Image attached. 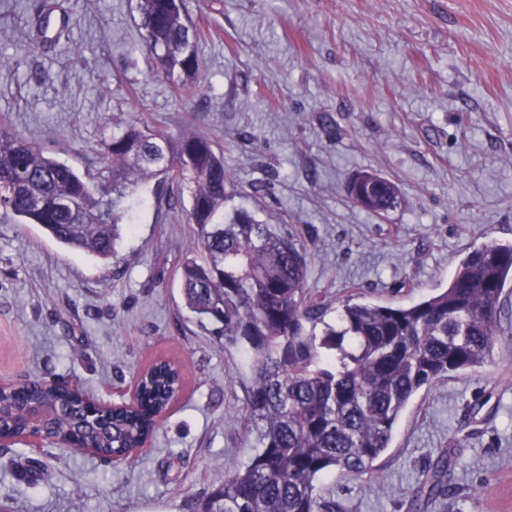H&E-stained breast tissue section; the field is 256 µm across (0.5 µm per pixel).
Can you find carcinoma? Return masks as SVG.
<instances>
[{
	"label": "carcinoma",
	"instance_id": "1",
	"mask_svg": "<svg viewBox=\"0 0 512 512\" xmlns=\"http://www.w3.org/2000/svg\"><path fill=\"white\" fill-rule=\"evenodd\" d=\"M139 29L156 69L188 99L197 89L202 31L184 0H137ZM91 183L40 146L0 128V209L19 224H38L58 243L102 260L123 232L122 204L139 181L160 176L186 188L194 225L181 263L182 294L200 326L241 343L253 360L245 420L259 432L255 455L206 493L197 512H341L323 481L340 473L374 477L394 426L415 395L452 373L484 367L504 340L500 302L512 283V245L469 251L448 285L411 304L349 295L331 308L308 288L304 246L293 233L236 210L224 215L236 186L213 142L135 124L112 134ZM351 200L377 214L400 204L397 187L370 171L348 187ZM183 391L174 362L157 358L137 382L131 407L96 408L79 392L26 380L0 386V431L21 438L24 408L53 414L49 443L69 448L86 433L95 455H123L152 438L154 417ZM451 454L423 471L411 508L419 512L456 489Z\"/></svg>",
	"mask_w": 512,
	"mask_h": 512
}]
</instances>
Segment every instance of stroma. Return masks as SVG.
I'll use <instances>...</instances> for the list:
<instances>
[{"label": "stroma", "instance_id": "stroma-1", "mask_svg": "<svg viewBox=\"0 0 512 512\" xmlns=\"http://www.w3.org/2000/svg\"><path fill=\"white\" fill-rule=\"evenodd\" d=\"M0 0V127L88 179L111 134L147 123L212 139L244 209L297 233L308 285L407 304L444 287L460 259L512 244V0H185L205 36L198 91L177 97L142 50L136 0ZM373 170L403 203L380 216L346 184ZM115 258L68 249L0 214V380L65 378L119 403L150 358L185 391L151 444L123 462L47 444L0 449L10 512H194L254 456L251 359L199 327L178 267L187 196L150 180ZM460 455L465 501L427 512H512V341L490 366L422 390L397 421L377 477L333 476L342 512H407L425 468Z\"/></svg>", "mask_w": 512, "mask_h": 512}]
</instances>
